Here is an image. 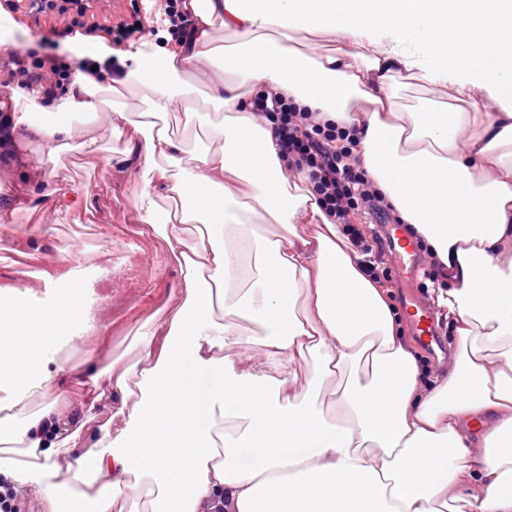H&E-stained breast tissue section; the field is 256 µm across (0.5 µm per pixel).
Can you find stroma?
<instances>
[{
    "instance_id": "1",
    "label": "stroma",
    "mask_w": 512,
    "mask_h": 512,
    "mask_svg": "<svg viewBox=\"0 0 512 512\" xmlns=\"http://www.w3.org/2000/svg\"><path fill=\"white\" fill-rule=\"evenodd\" d=\"M61 25L59 17L31 15L26 0L16 6L11 0H0V58L20 43L37 47ZM223 117L220 105L194 93L182 111L172 115L171 124L178 131L186 126L195 130L219 123ZM56 172L77 194L96 196L97 209L91 215L69 211L48 197L38 210L15 213L12 222L26 237L13 249H0V287L34 288L37 302L46 303L51 294L39 280V273L54 267L61 252L89 255L84 275L93 309L105 330L91 340L88 351L67 348L61 353L66 377L73 382L66 399L74 414L80 391L75 379L87 356H94L102 368L120 355L135 361L138 352L132 339L138 327L163 306L172 290L180 288L181 276L162 238L142 232L133 218L143 189L140 178L109 176L102 167L88 166L82 154L61 156Z\"/></svg>"
}]
</instances>
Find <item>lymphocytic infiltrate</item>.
I'll return each instance as SVG.
<instances>
[{"label": "lymphocytic infiltrate", "mask_w": 512, "mask_h": 512, "mask_svg": "<svg viewBox=\"0 0 512 512\" xmlns=\"http://www.w3.org/2000/svg\"><path fill=\"white\" fill-rule=\"evenodd\" d=\"M101 32L111 37L113 48L119 49L126 43L156 35L157 30L151 26L137 27L128 20L113 26L87 25L75 20L58 29L56 40L42 49L10 48L6 60L0 61V71L5 72L10 82L39 83L48 99L69 85L79 72L98 84H105L112 75L123 71L119 58L113 57L100 64L90 57L73 59L59 53L57 45L58 40L76 34L93 36ZM252 107L273 123L290 165L306 172L316 187L320 205L334 223L342 225L352 246L364 255L369 275L377 276L382 241L376 235L365 236L359 227L350 224L349 215L355 211L382 214L390 204L383 193L368 187L367 174L354 155L355 130L320 121L316 113L301 111L292 98L283 94L270 100L256 96Z\"/></svg>", "instance_id": "obj_1"}]
</instances>
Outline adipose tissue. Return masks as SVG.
I'll return each mask as SVG.
<instances>
[{"instance_id":"ef3b65f1","label":"adipose tissue","mask_w":512,"mask_h":512,"mask_svg":"<svg viewBox=\"0 0 512 512\" xmlns=\"http://www.w3.org/2000/svg\"><path fill=\"white\" fill-rule=\"evenodd\" d=\"M188 4L191 46L127 50L137 67L112 83L142 86L145 107L109 112L124 147L97 159L141 177L137 219L177 263V304L139 327L135 362L91 375L69 420L47 395L60 352L98 328L79 261L41 273L49 305L28 287L0 297V484L46 512H512V0ZM215 15L231 49L211 41ZM275 29L337 44L302 51ZM189 68L224 108L193 151L166 122ZM410 87L425 96L407 108ZM279 92L356 127L371 187L443 266L460 348L442 379L252 112ZM98 110L79 73L53 111L1 119L41 158L20 156L27 187L0 200V240L39 208L50 163L88 152L72 117Z\"/></svg>"}]
</instances>
